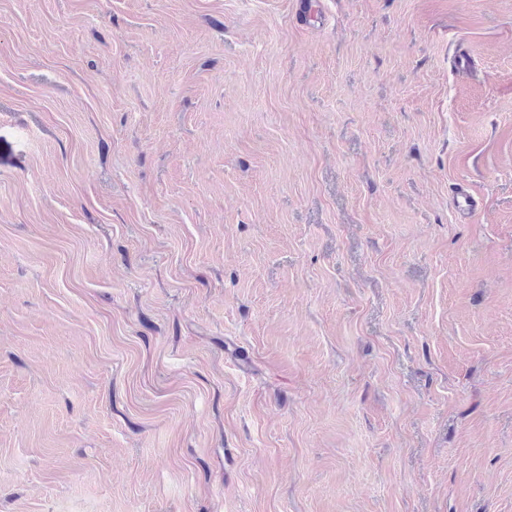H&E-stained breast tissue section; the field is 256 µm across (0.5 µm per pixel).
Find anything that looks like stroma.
<instances>
[{
  "instance_id": "obj_1",
  "label": "stroma",
  "mask_w": 512,
  "mask_h": 512,
  "mask_svg": "<svg viewBox=\"0 0 512 512\" xmlns=\"http://www.w3.org/2000/svg\"><path fill=\"white\" fill-rule=\"evenodd\" d=\"M0 512H512V0H0Z\"/></svg>"
}]
</instances>
